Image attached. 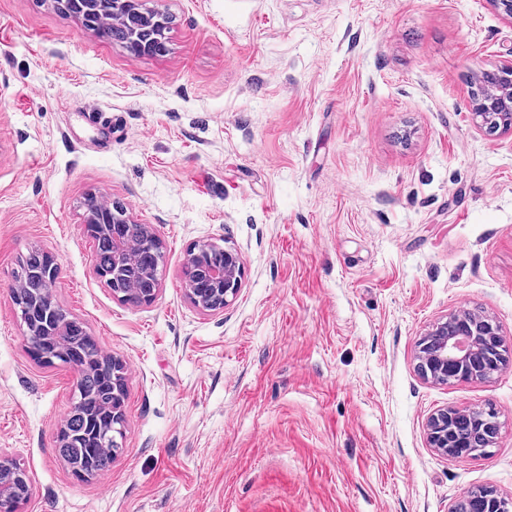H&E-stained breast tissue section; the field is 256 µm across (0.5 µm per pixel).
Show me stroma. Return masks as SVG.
<instances>
[{"label":"stroma","mask_w":512,"mask_h":512,"mask_svg":"<svg viewBox=\"0 0 512 512\" xmlns=\"http://www.w3.org/2000/svg\"><path fill=\"white\" fill-rule=\"evenodd\" d=\"M131 56L53 0H0V451L21 512H450L512 496V366L434 383L419 340L460 308L512 346V133L470 90L512 55L488 0H145ZM122 203L166 255L149 305L94 270L84 199ZM241 251L237 298L197 310L189 247ZM34 247L54 295L127 366L122 449L78 479L57 435L77 373L36 363L8 288ZM492 408L482 457L429 416ZM112 1V0H111ZM112 21H120L130 15H138L140 18L139 33H145L143 36L144 40L140 41L142 51L139 57L152 55L148 49V45L158 40L161 42L162 36L165 34V30L158 32L156 24L159 23L155 18L156 13H146L142 8L139 0H113ZM456 410L442 409L434 413L427 424L428 442L431 447L447 455H468L478 448H487L497 437V423L488 422L483 426L456 425ZM512 498H506L500 494L483 490L477 496L469 494L459 499L451 512H511Z\"/></svg>","instance_id":"obj_1"}]
</instances>
